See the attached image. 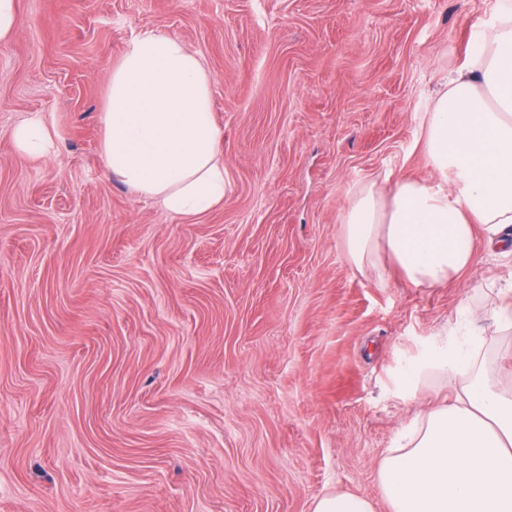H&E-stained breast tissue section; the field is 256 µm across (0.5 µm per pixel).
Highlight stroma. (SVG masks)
<instances>
[{
    "label": "stroma",
    "instance_id": "1",
    "mask_svg": "<svg viewBox=\"0 0 512 512\" xmlns=\"http://www.w3.org/2000/svg\"><path fill=\"white\" fill-rule=\"evenodd\" d=\"M501 0H18L0 45V512H311L371 499L383 452L450 382L396 378L462 304L512 286L359 274L360 186L431 170L442 77ZM206 61L224 205L185 219L105 174L103 99L134 35ZM54 149L10 131L31 115ZM17 150L24 155H43L51 145V134L40 115H33L10 133ZM312 512H375V508L373 502L366 497L336 491L317 498Z\"/></svg>",
    "mask_w": 512,
    "mask_h": 512
}]
</instances>
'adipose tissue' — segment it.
<instances>
[{"label": "adipose tissue", "instance_id": "ef3b65f1", "mask_svg": "<svg viewBox=\"0 0 512 512\" xmlns=\"http://www.w3.org/2000/svg\"><path fill=\"white\" fill-rule=\"evenodd\" d=\"M110 177L194 218L224 203V160L212 76L181 38L145 30L113 64L101 117ZM433 174L389 192L368 182L341 215L348 256L361 274L392 264L414 287L461 279L476 233L490 254L512 256V12L480 38L469 63L447 76L423 123ZM483 340L432 336L400 378L415 397L437 375L458 388L418 412L387 449L378 483L389 512H512V374L489 381Z\"/></svg>", "mask_w": 512, "mask_h": 512}]
</instances>
